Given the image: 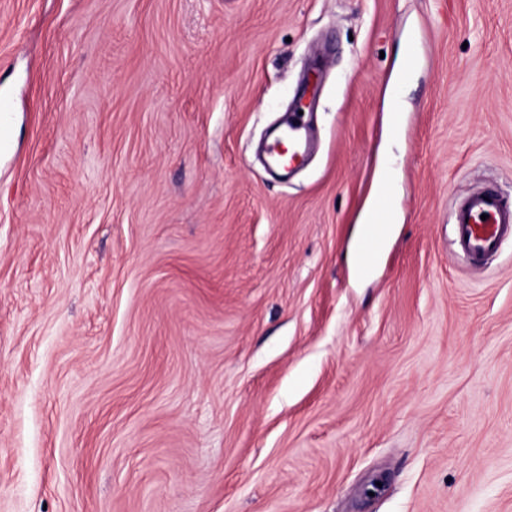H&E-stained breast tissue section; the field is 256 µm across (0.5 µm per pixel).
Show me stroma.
Returning <instances> with one entry per match:
<instances>
[{"label":"stroma","mask_w":512,"mask_h":512,"mask_svg":"<svg viewBox=\"0 0 512 512\" xmlns=\"http://www.w3.org/2000/svg\"><path fill=\"white\" fill-rule=\"evenodd\" d=\"M1 97L0 512H512V0H0ZM288 143L291 150L288 153V159H283L276 151V145L271 148V155L274 159L275 165L282 169H290L295 166L303 157L304 143L300 135V126L296 123H288ZM483 214L488 215L486 220L481 219ZM451 224L462 252L479 262L512 239V208L496 190L488 188L461 201L452 211Z\"/></svg>","instance_id":"obj_1"}]
</instances>
